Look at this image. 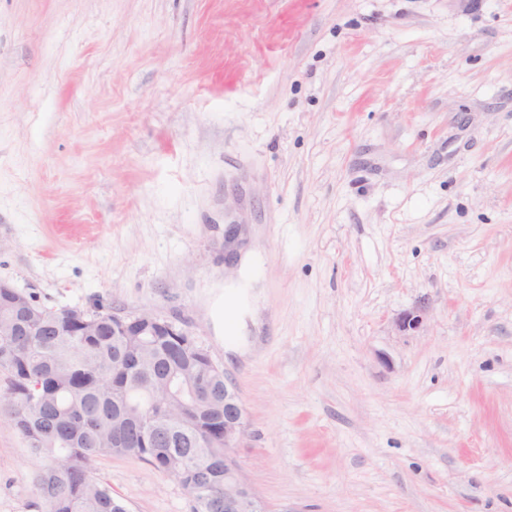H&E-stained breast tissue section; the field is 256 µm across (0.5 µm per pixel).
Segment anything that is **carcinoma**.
I'll use <instances>...</instances> for the list:
<instances>
[{
	"instance_id": "carcinoma-1",
	"label": "carcinoma",
	"mask_w": 512,
	"mask_h": 512,
	"mask_svg": "<svg viewBox=\"0 0 512 512\" xmlns=\"http://www.w3.org/2000/svg\"><path fill=\"white\" fill-rule=\"evenodd\" d=\"M58 324L39 336L10 337L0 351V369L9 387L0 396L37 462L34 484L46 512H128L112 487L91 477L100 456H126L174 478L190 495V512H224V449L195 448L194 435L178 422L170 426L174 444L141 448L129 438L112 447V405L121 393L143 398L141 389L166 374L206 372L208 363L164 336L154 338L156 354L136 363L140 339L112 335V314L95 336H72Z\"/></svg>"
}]
</instances>
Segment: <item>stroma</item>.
<instances>
[{
	"label": "stroma",
	"instance_id": "35a3bbf8",
	"mask_svg": "<svg viewBox=\"0 0 512 512\" xmlns=\"http://www.w3.org/2000/svg\"><path fill=\"white\" fill-rule=\"evenodd\" d=\"M0 281L191 332L268 512H512V0H0ZM34 471L0 413V512Z\"/></svg>",
	"mask_w": 512,
	"mask_h": 512
}]
</instances>
